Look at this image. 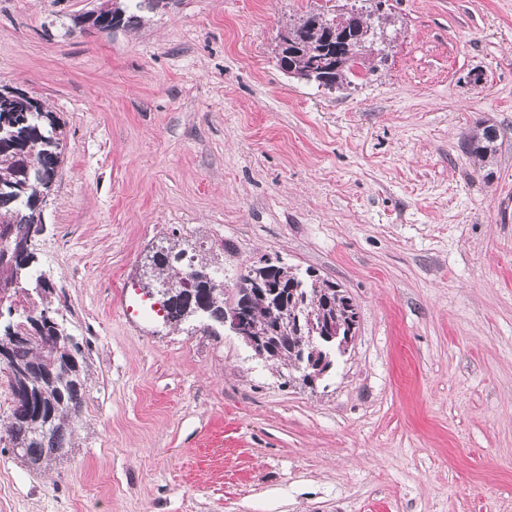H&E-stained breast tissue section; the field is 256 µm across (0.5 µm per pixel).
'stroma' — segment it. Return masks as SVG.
<instances>
[{"label": "stroma", "mask_w": 512, "mask_h": 512, "mask_svg": "<svg viewBox=\"0 0 512 512\" xmlns=\"http://www.w3.org/2000/svg\"><path fill=\"white\" fill-rule=\"evenodd\" d=\"M0 0V86L66 128L39 271L91 342L67 459L0 442L14 512H512V0H389L350 89L279 66L326 0ZM497 130L477 166L466 137ZM233 285L282 258L346 290L324 387L221 325L139 313L155 252ZM126 2H134L130 5L127 4H115L112 6V9L100 8L97 11L92 12L95 15V19L91 22V26L95 27L100 31L112 30L114 24L112 25V21L118 16L126 15L127 10L133 8L136 11H141L142 9H150L153 10L154 6H152L153 0H123Z\"/></svg>", "instance_id": "obj_1"}]
</instances>
